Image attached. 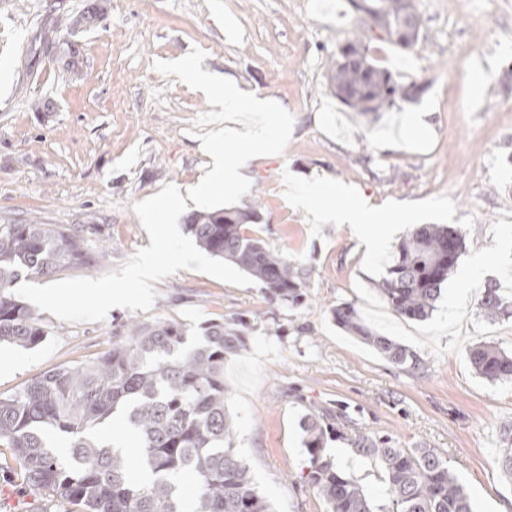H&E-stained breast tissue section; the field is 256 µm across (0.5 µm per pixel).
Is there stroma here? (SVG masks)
<instances>
[{
    "label": "stroma",
    "mask_w": 512,
    "mask_h": 512,
    "mask_svg": "<svg viewBox=\"0 0 512 512\" xmlns=\"http://www.w3.org/2000/svg\"><path fill=\"white\" fill-rule=\"evenodd\" d=\"M97 8L90 25L72 17ZM422 26L409 49L385 34L371 55L404 84L427 89L384 112L362 114L336 98L328 76L339 46L360 32L350 0H0V217L81 225L101 264L115 271L150 238L133 206L161 191L197 182L209 168L203 149L216 126L248 132L243 112H220L175 64L233 79L248 96L282 105L270 116L272 152L256 150L247 191L215 188L188 213L238 206L258 192L260 223L246 235L300 261L310 271L301 305L270 301L260 285L235 287L195 271L157 282L149 311L116 307L99 322L71 324L43 313L50 336L37 347L0 345L18 364L0 374V394L59 366L106 350L115 324L136 318L198 327L243 316L253 329L245 349L224 365L226 407L255 485L273 512H327L308 481L300 420L311 406L347 417L325 453L385 504L374 463L358 456L359 435L391 438L400 448H432L469 492L474 512H512V478L498 465L500 429L512 423V383H491L471 368L479 343L512 350V316H485L487 287L512 306V0H416ZM53 20L66 57L39 56L35 37ZM481 83H474L475 73ZM423 111L429 130L409 138L404 113ZM329 176L389 209L405 203L406 221L373 226L384 247L371 251L347 224L314 223L293 198L299 183ZM420 224H446L466 237L431 319L398 317L376 284L398 243ZM497 261L473 280L482 252ZM350 303L374 329L418 352L422 372L401 370L332 318Z\"/></svg>",
    "instance_id": "1"
}]
</instances>
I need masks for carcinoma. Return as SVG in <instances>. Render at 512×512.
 Masks as SVG:
<instances>
[{"mask_svg": "<svg viewBox=\"0 0 512 512\" xmlns=\"http://www.w3.org/2000/svg\"><path fill=\"white\" fill-rule=\"evenodd\" d=\"M366 14L362 34L341 50L351 63H335L330 86L344 105L358 112H381L402 98L425 91L416 83L400 84L370 55L374 31L396 37L409 18L420 27L412 0H355ZM262 220L261 201L245 198L232 209L194 213L185 231L212 257L227 261L262 285L271 299L297 305L310 287L307 270L269 247L260 237L242 232ZM465 250L461 231L421 224L407 233L397 256L377 288L394 314L425 321L434 312L448 276ZM103 252L93 251L77 226L38 220H0V342L25 348L40 345L50 334L36 311L10 292L22 277L49 278L59 271L94 267ZM489 318L509 315L496 290L482 302ZM335 322L372 346L389 363L411 372L423 359L409 347L374 331L357 308L343 303L333 310ZM250 321L210 320L192 338L191 328L167 320H128L112 328L111 346L91 360L51 369L17 391L0 394V447L10 456L0 470L22 475L41 492L46 508L64 512H185L176 479L190 474L199 481L191 512H271L260 495L235 443V424L227 412L230 394L224 363L246 345ZM474 371L490 382H512V353L491 344L469 349ZM123 415L133 427L143 469L139 480L123 452L96 431ZM342 417L316 407L301 419L309 456L311 485L328 512H473L466 487L433 448H396L388 438L361 435L352 441L357 455L379 466L391 506L378 505L358 480L343 473L324 454L326 433ZM63 440L67 455L48 435ZM497 463L512 476V424L501 433Z\"/></svg>", "mask_w": 512, "mask_h": 512, "instance_id": "carcinoma-1", "label": "carcinoma"}]
</instances>
